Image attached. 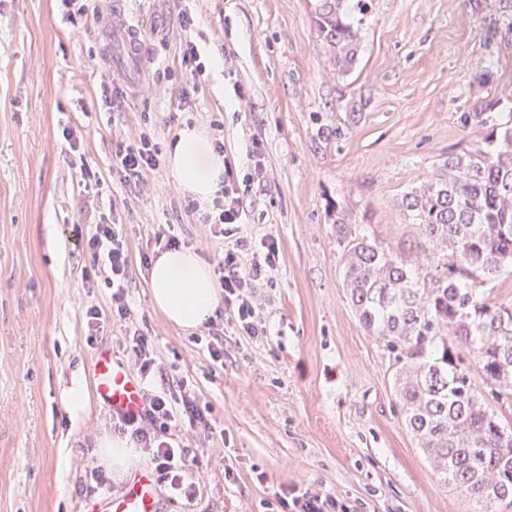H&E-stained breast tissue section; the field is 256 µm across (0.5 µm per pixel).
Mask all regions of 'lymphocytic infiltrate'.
Masks as SVG:
<instances>
[{"label": "lymphocytic infiltrate", "mask_w": 512, "mask_h": 512, "mask_svg": "<svg viewBox=\"0 0 512 512\" xmlns=\"http://www.w3.org/2000/svg\"><path fill=\"white\" fill-rule=\"evenodd\" d=\"M178 24L183 46V76L192 86H201L208 73L195 43V20L184 12L180 14ZM160 165L161 152L157 143L143 132L120 145L112 163V173L120 182L139 190L145 184L147 173L157 170ZM250 185V179H238L234 160L225 158L224 178L214 192L210 209L200 215V223L221 229L240 223L246 189ZM86 247L93 261L102 263L107 270L104 282L112 290L113 319H129L125 297L131 272L130 253L126 226L120 217L99 214ZM277 250L275 241L255 246L247 238L239 237L215 262L214 273L224 292V317L238 335L258 339L267 334L254 299V288L273 267ZM246 254L251 257L247 265L242 262ZM184 420L203 429L209 426L195 396L183 385L175 393L166 388L143 393L139 412L118 417L116 426L120 434L128 436L143 450L159 481L167 486L171 495L191 501L198 490L188 479L189 454L169 439L172 428ZM274 498L280 512H342L335 497L306 488L284 487Z\"/></svg>", "instance_id": "obj_1"}]
</instances>
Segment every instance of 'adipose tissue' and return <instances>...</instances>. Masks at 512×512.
Masks as SVG:
<instances>
[{
    "label": "adipose tissue",
    "mask_w": 512,
    "mask_h": 512,
    "mask_svg": "<svg viewBox=\"0 0 512 512\" xmlns=\"http://www.w3.org/2000/svg\"><path fill=\"white\" fill-rule=\"evenodd\" d=\"M170 166L180 183L193 196H210L224 173L220 155L208 150L200 133L184 128L170 156ZM152 306L181 328L193 329L212 317L218 305L208 267L190 251L177 249L161 254L149 274Z\"/></svg>",
    "instance_id": "1"
}]
</instances>
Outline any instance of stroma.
Segmentation results:
<instances>
[{"label": "stroma", "mask_w": 512, "mask_h": 512, "mask_svg": "<svg viewBox=\"0 0 512 512\" xmlns=\"http://www.w3.org/2000/svg\"><path fill=\"white\" fill-rule=\"evenodd\" d=\"M185 10L209 72L196 91L181 77ZM116 16L140 31L138 78L155 83L152 96L116 64ZM511 21L512 0L491 10L485 0H371L342 73L317 36L312 0H121L85 26L71 25L59 0H0V512H92L85 485L112 413L93 396L73 417L64 394L92 385L100 349L136 368L85 248L90 212L113 207L129 237L133 325L213 425L176 429L199 495L174 502L160 489L159 512H272L284 486L335 496L345 512H471L404 423L392 358L348 302L333 220L339 209L371 235L409 244L403 193L449 152L484 140L487 128L464 115L512 109ZM216 119L240 173L253 142L265 161L238 232L279 247L255 290L267 336L225 326L219 361L206 327L181 329L152 306L144 258L169 227L207 264L231 239L187 213L192 196L169 163L142 195L112 176L126 135L149 129L168 155L185 127L212 138ZM341 123L344 137H329ZM67 125L82 133L79 150ZM83 163L105 181L102 195L78 187ZM91 305L103 319L94 337Z\"/></svg>", "instance_id": "35a3bbf8"}]
</instances>
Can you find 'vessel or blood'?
<instances>
[{
    "mask_svg": "<svg viewBox=\"0 0 512 512\" xmlns=\"http://www.w3.org/2000/svg\"><path fill=\"white\" fill-rule=\"evenodd\" d=\"M112 32L127 48L123 59L126 76L135 75L138 67L135 47L139 36L128 22L113 24ZM95 392L112 413L137 411L141 404V384L115 358L110 350H100L93 360ZM99 512H158V481L150 467L144 466L129 480L126 490L119 495L103 496Z\"/></svg>",
    "mask_w": 512,
    "mask_h": 512,
    "instance_id": "1",
    "label": "vessel or blood"
}]
</instances>
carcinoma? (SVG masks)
<instances>
[{"label":"carcinoma","mask_w":512,"mask_h":512,"mask_svg":"<svg viewBox=\"0 0 512 512\" xmlns=\"http://www.w3.org/2000/svg\"><path fill=\"white\" fill-rule=\"evenodd\" d=\"M368 5L314 0L319 37L342 73L356 60ZM473 118L490 135L449 153L427 183L401 197L415 221L409 250L421 261L339 212L334 228L349 302L393 356L396 398L419 448L476 512H512V426L491 405L512 397V303L483 291L512 272V113L464 121Z\"/></svg>","instance_id":"obj_1"}]
</instances>
